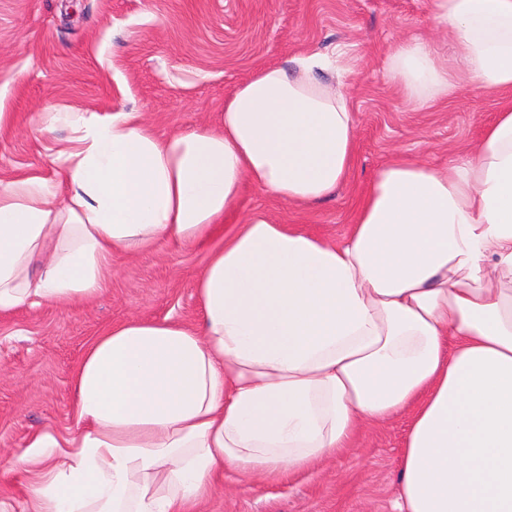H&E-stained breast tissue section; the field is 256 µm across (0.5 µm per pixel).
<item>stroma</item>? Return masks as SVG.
<instances>
[{
  "label": "stroma",
  "mask_w": 512,
  "mask_h": 512,
  "mask_svg": "<svg viewBox=\"0 0 512 512\" xmlns=\"http://www.w3.org/2000/svg\"><path fill=\"white\" fill-rule=\"evenodd\" d=\"M432 31V0H0V181L52 178L48 112L135 110L159 135L215 123L224 99L259 66L344 44V79L357 129L354 166L336 194L305 208L246 189L232 231L252 212L340 238L379 166L394 153L436 165L479 139L500 100L471 85L448 102L413 109L391 85L385 60L401 40ZM207 248L158 244L112 257L95 299L23 306L0 315V500L25 512L27 479L6 467L34 432L72 423L73 378L86 347L130 317L197 323L195 282ZM410 414L361 427L351 448L272 483L224 473L203 512H392Z\"/></svg>",
  "instance_id": "35a3bbf8"
}]
</instances>
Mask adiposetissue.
<instances>
[{
  "instance_id": "ef3b65f1",
  "label": "adipose tissue",
  "mask_w": 512,
  "mask_h": 512,
  "mask_svg": "<svg viewBox=\"0 0 512 512\" xmlns=\"http://www.w3.org/2000/svg\"><path fill=\"white\" fill-rule=\"evenodd\" d=\"M433 5L434 37L395 46L390 82L418 106L468 84L503 103L448 166L393 154L337 240L223 223L245 187L302 206L346 181L343 49L259 67L214 127L48 113L69 130L53 179L0 182V313L94 298L116 253L219 245L198 324L130 318L85 349L74 429L9 459L36 476L26 512H200L225 470L280 482L408 410L394 512H512V0Z\"/></svg>"
}]
</instances>
